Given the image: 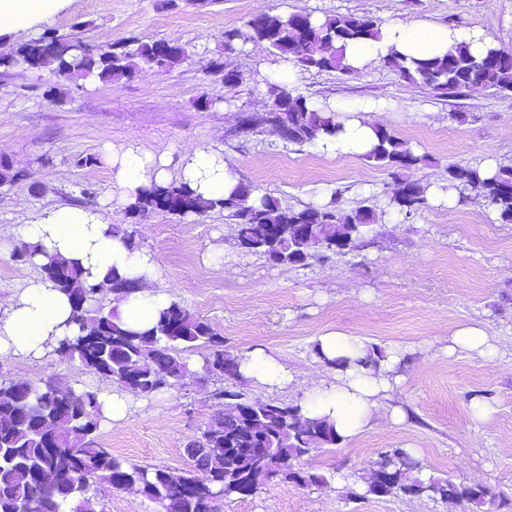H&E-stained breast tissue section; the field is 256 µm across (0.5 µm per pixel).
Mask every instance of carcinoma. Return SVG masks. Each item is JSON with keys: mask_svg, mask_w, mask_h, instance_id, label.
Wrapping results in <instances>:
<instances>
[{"mask_svg": "<svg viewBox=\"0 0 512 512\" xmlns=\"http://www.w3.org/2000/svg\"><path fill=\"white\" fill-rule=\"evenodd\" d=\"M379 22L353 14H335L316 24L304 14H261L245 29L224 30V46L240 41L262 44L279 56H291L304 70L354 69L343 63V49L350 41L373 37ZM165 42L132 40L121 51L94 52L79 44H66L47 36L22 44L16 54L0 57V68H39L45 64V48L53 47L54 73L64 80L96 75L103 80L133 75L143 66L169 71L185 60L183 47ZM382 63L412 84H422L441 96H454L474 85L512 91V49L496 46L473 54L463 46L441 56L407 61L392 55ZM212 73L222 75L224 85L242 82L236 71L227 72L218 60ZM271 104L280 122L294 132L290 143L316 146L325 137L339 134L342 124L335 111L326 109L296 88L271 84ZM377 142L364 154L390 170L398 180L388 207L411 216L427 203L426 186L400 178V172L426 162L408 142L386 127L375 126ZM446 183L462 199L480 200L512 224V164H501L487 175L478 166L453 162L446 168ZM251 186L241 183L224 199L205 198L183 182L154 185L125 207L128 218L146 214L203 217L224 212L236 225L237 237L255 241L252 252L277 265H291L295 256L311 260L336 253V243L352 241L357 248L377 220L369 206L349 212L336 209V200L302 208L283 207L270 195L248 204ZM293 224L313 225L305 243L291 232ZM43 280L64 293L72 304L70 322L77 335L58 342L55 352L79 363L89 373L137 397L166 392L187 370L182 353L206 347L204 371L222 381L242 379V357L224 350V337L210 323L195 316L181 302L171 300L149 329L124 327L116 308H105L102 299L118 303L138 289V280L112 269L100 281L87 279L78 262L51 257L39 265ZM216 410L200 434L183 448L187 468H142L127 465L100 448L97 431L102 418L96 393L62 389L54 381L32 383L0 377V512H60L64 502L76 504L74 512H96L93 488L108 483L137 488L159 504L162 512H218L224 497H243L224 485L227 477L277 478L303 488L328 486L329 477L301 469L298 459L342 438L326 418H305L298 404L249 401L241 391L220 387L213 393ZM417 467L410 455L396 448L380 456L366 478L365 494L378 496L374 482L382 470L391 476L389 495L426 497L433 501L467 503L477 509L502 508L508 499L480 483L455 482L431 477L412 479Z\"/></svg>", "mask_w": 512, "mask_h": 512, "instance_id": "carcinoma-1", "label": "carcinoma"}]
</instances>
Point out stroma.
Masks as SVG:
<instances>
[{
    "mask_svg": "<svg viewBox=\"0 0 512 512\" xmlns=\"http://www.w3.org/2000/svg\"><path fill=\"white\" fill-rule=\"evenodd\" d=\"M313 16L354 14L379 22L413 17L454 28H482L512 49V0H69L41 24L90 49H117L131 40H166L187 50L167 72L143 68L105 82L85 77L64 86L50 67L0 69V159L17 175L0 188V297L36 278V266L17 262L11 230L61 206L99 210L107 223L128 222L108 196L112 173L104 147L134 143L166 156L178 174L186 147L233 155L242 182L282 206L336 201L348 211L374 206L383 216L362 247L306 267L276 265L239 248L236 226L223 213L204 217L154 213L132 224L140 249L152 254L157 289L180 301L223 336L226 350L244 356L262 348L292 373L282 390L251 381L247 399L300 402L305 381L324 365L312 347L321 334L341 331L381 349L401 348L400 385L379 400L369 427L337 446L301 460L304 469L332 475L324 488L271 481L248 498L220 501L218 512H471L470 505L426 498L356 497L338 478H361L381 453L413 452L428 476L481 482L503 490L512 512V355L489 367L464 350L448 353L453 333L478 324L493 340L512 344V224L501 223L479 201L426 204L412 217L386 210L396 182L363 156L328 155L273 137L270 128L247 136L231 130L269 101L264 66L277 55L265 46L237 42L225 48L224 31L244 28L258 11ZM238 70L243 80L227 87L211 71L213 60ZM295 86L331 110L368 103L385 126L427 163L406 178L428 184L446 179L448 163L512 162V92L469 88L457 97L405 81L381 62L351 74L298 70ZM208 97L209 108L199 100ZM96 156L95 164L83 157ZM205 349L186 352L187 375L174 389L138 397L127 418L101 421L98 441L129 464L180 470L183 446L199 434L215 410L217 379L206 375ZM0 375L53 379L75 391L107 388L78 363L53 356L0 362ZM494 408L491 423L472 418L474 401ZM402 409L403 423L389 420ZM96 512H158L156 503L129 489L98 484Z\"/></svg>",
    "mask_w": 512,
    "mask_h": 512,
    "instance_id": "35a3bbf8",
    "label": "stroma"
}]
</instances>
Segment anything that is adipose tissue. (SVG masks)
<instances>
[{"mask_svg": "<svg viewBox=\"0 0 512 512\" xmlns=\"http://www.w3.org/2000/svg\"><path fill=\"white\" fill-rule=\"evenodd\" d=\"M68 0H0V37L27 32L49 20ZM466 46L472 53H484L489 40L478 29L450 28L429 21L404 19L383 23L379 35L351 42L345 49L347 63L354 69L390 54L408 59H427L445 53L452 46ZM360 108L350 109L343 118V130L319 143L320 151L362 155L376 137L370 123L360 117ZM104 159L112 169V197L118 205L133 203L145 189L166 184L170 179L165 156L146 152L139 145L115 150L105 148ZM180 177L189 186L212 199L229 196L239 178L232 157L202 147L187 150ZM14 236L28 245H37L43 262L45 254H59L80 262L96 277L109 269L140 277V288L118 305L122 322L130 329L145 330L156 321L170 298L156 291L157 269L151 255L129 250L94 209L67 206L44 211L35 220L13 230ZM72 307L67 296L43 280L29 281L17 293L0 299V360L12 357L39 358L57 346L60 339L73 335L69 319ZM404 352L385 351L378 372L354 366L337 370L335 381H312L301 402L305 417H325L334 423L341 438L361 433L368 425L379 398L399 385L397 373ZM243 377L267 387L288 385L290 373L263 350H255L241 363Z\"/></svg>", "mask_w": 512, "mask_h": 512, "instance_id": "1", "label": "adipose tissue"}]
</instances>
